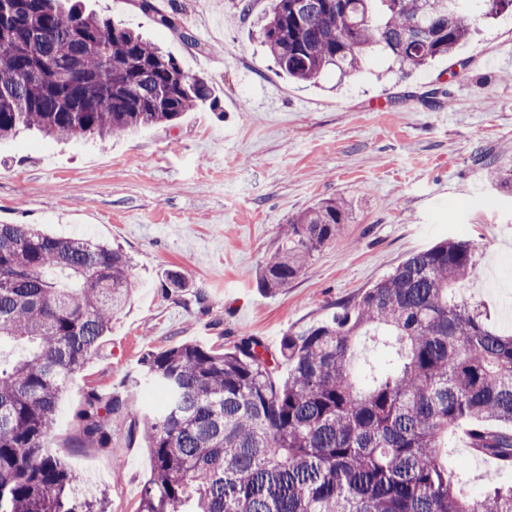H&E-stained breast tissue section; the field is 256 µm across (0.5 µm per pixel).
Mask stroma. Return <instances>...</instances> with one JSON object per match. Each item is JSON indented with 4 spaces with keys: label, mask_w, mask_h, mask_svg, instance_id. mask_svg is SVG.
Wrapping results in <instances>:
<instances>
[{
    "label": "stroma",
    "mask_w": 512,
    "mask_h": 512,
    "mask_svg": "<svg viewBox=\"0 0 512 512\" xmlns=\"http://www.w3.org/2000/svg\"><path fill=\"white\" fill-rule=\"evenodd\" d=\"M82 3L140 31L215 97L176 124L103 145L26 134L0 141V224H36L57 237L88 226L131 259L129 302L58 404L52 452L93 480L87 501L138 510L151 469L142 440L123 427L110 452L75 448L72 416L91 386L121 394L138 417L150 413L151 391L131 386L148 354L184 342L230 348L246 336L278 354L285 333L354 303L445 239L476 244L466 295L489 327L507 330L512 281L499 267L512 257V189L496 185L483 159L512 166V62L503 60L512 18L470 19L473 34L456 55L422 70L399 71L378 52L353 76L329 69L302 83L262 44L270 0H169L172 29L136 0ZM327 198L347 203V224L288 287L265 291L259 271L278 249L280 225ZM449 444L444 462L467 460L471 491L512 486V469L470 455L462 431Z\"/></svg>",
    "instance_id": "1"
}]
</instances>
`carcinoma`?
<instances>
[{"mask_svg": "<svg viewBox=\"0 0 512 512\" xmlns=\"http://www.w3.org/2000/svg\"><path fill=\"white\" fill-rule=\"evenodd\" d=\"M0 17V139L23 130L101 142L173 124L210 98L208 82L122 23L69 0H8ZM512 13V0H272L262 42L288 77L362 68L377 48L413 70L449 56L467 17ZM37 66L40 77L28 76ZM339 200L289 221L260 284L296 279L347 223ZM475 245L442 241L411 254L343 311L287 333L274 378L253 336L231 350L184 343L142 362L161 408L138 421L121 396L89 388L72 445L106 451L129 424L151 458L139 512H512V486L469 493L466 461L445 466V435L465 424L473 453L512 468V334L490 329L457 285ZM120 249L0 224V512H105L71 497L78 474L46 448L71 375L102 347L132 282ZM363 337L384 363L356 369ZM497 425L492 426L490 422Z\"/></svg>", "mask_w": 512, "mask_h": 512, "instance_id": "cac0c4a2", "label": "carcinoma"}]
</instances>
